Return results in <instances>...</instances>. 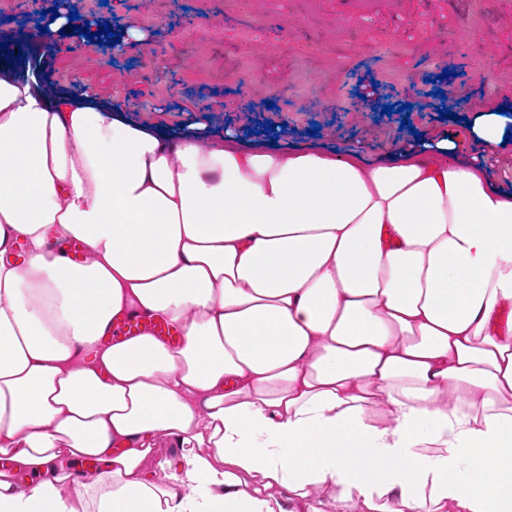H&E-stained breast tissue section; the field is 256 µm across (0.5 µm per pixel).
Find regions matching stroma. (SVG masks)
Wrapping results in <instances>:
<instances>
[{"label":"stroma","mask_w":512,"mask_h":512,"mask_svg":"<svg viewBox=\"0 0 512 512\" xmlns=\"http://www.w3.org/2000/svg\"><path fill=\"white\" fill-rule=\"evenodd\" d=\"M79 16L115 31L136 21L156 51L129 43L107 58L62 36L42 69L59 90L118 102L151 129L202 123L249 146L271 128L277 145L354 146L374 162L414 134L481 153L467 119L512 113V0H94ZM482 67L489 79H477ZM367 82L379 89L368 104ZM188 100L202 111H184Z\"/></svg>","instance_id":"1"}]
</instances>
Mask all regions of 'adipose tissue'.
Instances as JSON below:
<instances>
[{"label": "adipose tissue", "mask_w": 512, "mask_h": 512, "mask_svg": "<svg viewBox=\"0 0 512 512\" xmlns=\"http://www.w3.org/2000/svg\"><path fill=\"white\" fill-rule=\"evenodd\" d=\"M459 152L147 130L0 56V512H512V192ZM145 331L150 332L156 336L165 337L171 343H175V337L178 334V332L165 321H157L155 323L141 325L139 322L130 320L126 316H123L114 318L112 328L110 330V335L105 336L104 340L109 342L120 335L127 336Z\"/></svg>", "instance_id": "1"}]
</instances>
